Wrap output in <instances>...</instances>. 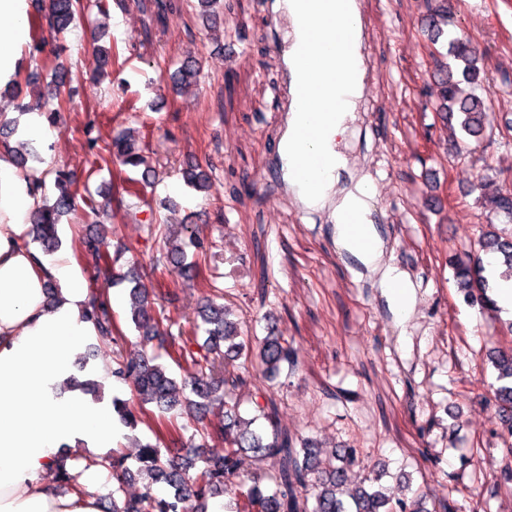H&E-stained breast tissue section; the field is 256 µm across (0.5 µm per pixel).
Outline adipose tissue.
I'll list each match as a JSON object with an SVG mask.
<instances>
[{"instance_id":"obj_1","label":"adipose tissue","mask_w":512,"mask_h":512,"mask_svg":"<svg viewBox=\"0 0 512 512\" xmlns=\"http://www.w3.org/2000/svg\"><path fill=\"white\" fill-rule=\"evenodd\" d=\"M30 41L29 0H0V86L16 79ZM33 183L0 146V512H100L96 498L61 491L44 478L63 446L109 448L117 435L110 403L60 390L90 332L82 318L88 287L69 250L44 256L30 246ZM336 241L380 272L398 321H406L413 287L385 260L381 240L358 251L340 224Z\"/></svg>"}]
</instances>
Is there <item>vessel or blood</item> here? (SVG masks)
Wrapping results in <instances>:
<instances>
[{
	"instance_id": "1",
	"label": "vessel or blood",
	"mask_w": 512,
	"mask_h": 512,
	"mask_svg": "<svg viewBox=\"0 0 512 512\" xmlns=\"http://www.w3.org/2000/svg\"><path fill=\"white\" fill-rule=\"evenodd\" d=\"M287 0H271L272 22L287 18L288 41L281 54L286 75L287 109L305 113V120L285 128L276 149V164L283 180H296V190L309 194L318 190L322 173L331 171L332 163L316 145L323 136L329 115L337 101L365 94V87L352 75L364 67L362 41L366 22L359 10L337 13L336 0H300L296 14H289ZM342 18L344 35L337 41L323 39L320 26ZM343 223L360 248H369L371 237L366 226L372 216L351 210Z\"/></svg>"
}]
</instances>
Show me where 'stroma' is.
<instances>
[{"mask_svg":"<svg viewBox=\"0 0 512 512\" xmlns=\"http://www.w3.org/2000/svg\"><path fill=\"white\" fill-rule=\"evenodd\" d=\"M148 0H107L106 13L67 33L60 55L44 52L26 71L49 82L55 61L78 93L60 112L43 156L48 169L67 168L99 193L110 214L98 222L78 206L60 227L89 288H112L105 270L84 251L86 236L101 250L126 248L146 285L161 288L168 315L181 325L197 317L209 282H216L242 332L275 331L296 349L295 366L267 379L253 369L237 394L242 413L273 403L292 438L317 439L324 450L362 448L369 467L395 487L406 473L411 489L426 492L429 512H512L511 441L493 397L495 347H512V311L470 306L457 290L453 264L480 253L491 220L481 193L512 187V0H454V27L483 56L495 113L492 134L464 140L432 103L436 86L422 28L426 0H363L373 25L367 39L368 94L340 145L353 162L338 192L365 178L385 216L376 231L386 256L407 275L416 307L397 326L379 276L336 245L327 210L295 205L273 176L281 135L275 60L265 0H223L220 27L204 25L191 0H174L162 20ZM119 63L99 84L92 26ZM200 64L196 83L174 87L186 58ZM139 129L149 173L119 164L91 173L89 142L105 145L125 128ZM205 170L210 188L184 185L186 163ZM133 177L140 194H108L118 177ZM172 197L169 211L146 199ZM195 224L213 254L198 278L166 262L164 227ZM224 422L222 411L185 412L159 432L158 411L147 407L136 430L119 428L115 445L134 457L139 443L162 437L177 454L191 436Z\"/></svg>","mask_w":512,"mask_h":512,"instance_id":"stroma-1","label":"stroma"}]
</instances>
